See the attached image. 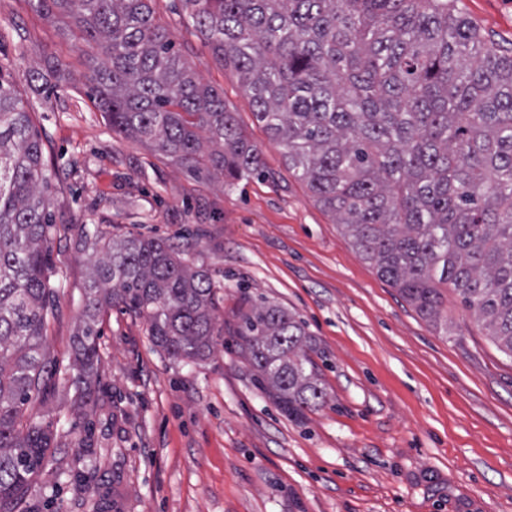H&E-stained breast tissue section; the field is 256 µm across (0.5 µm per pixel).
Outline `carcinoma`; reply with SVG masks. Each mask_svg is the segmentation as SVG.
<instances>
[{
    "label": "carcinoma",
    "instance_id": "1",
    "mask_svg": "<svg viewBox=\"0 0 512 512\" xmlns=\"http://www.w3.org/2000/svg\"><path fill=\"white\" fill-rule=\"evenodd\" d=\"M66 21L112 131L231 184L262 172L224 94L200 81L155 21L152 0H34ZM247 93L288 170L360 256L430 322L441 286L512 357V50L459 0H179ZM43 143L0 74V512H36L58 476L53 423L27 414L53 378L46 276L53 224ZM90 252L70 383L80 415L100 363V316L145 317L168 357L214 345L216 285L166 240L81 231ZM235 336L258 385L288 414L323 407L306 325L267 301Z\"/></svg>",
    "mask_w": 512,
    "mask_h": 512
}]
</instances>
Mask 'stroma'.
<instances>
[{
	"mask_svg": "<svg viewBox=\"0 0 512 512\" xmlns=\"http://www.w3.org/2000/svg\"><path fill=\"white\" fill-rule=\"evenodd\" d=\"M460 6L512 48V0ZM152 8L200 80L223 92L264 175L228 185L113 133L61 21L0 0V73L33 114L57 228L46 343L61 373L30 408H53L59 445L41 512H512V358L454 290L436 326L382 279L289 172L175 0ZM83 228L181 246L219 304L213 350L197 361L169 358L144 317L107 309L95 400L79 418L64 372L89 276ZM249 300L305 322L325 406L290 416L257 385L235 335Z\"/></svg>",
	"mask_w": 512,
	"mask_h": 512,
	"instance_id": "35a3bbf8",
	"label": "stroma"
}]
</instances>
